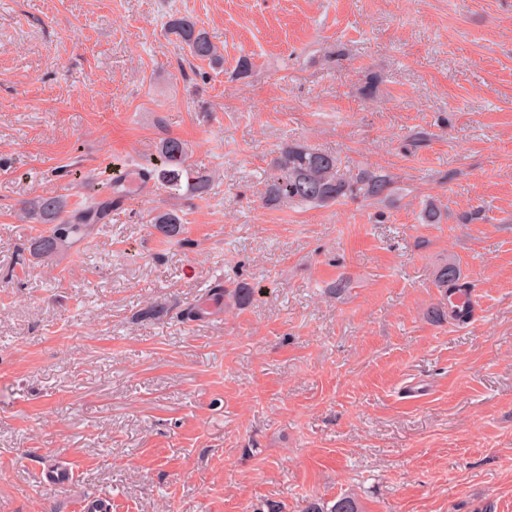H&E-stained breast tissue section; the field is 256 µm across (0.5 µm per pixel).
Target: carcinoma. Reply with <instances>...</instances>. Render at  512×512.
Listing matches in <instances>:
<instances>
[{
	"label": "carcinoma",
	"mask_w": 512,
	"mask_h": 512,
	"mask_svg": "<svg viewBox=\"0 0 512 512\" xmlns=\"http://www.w3.org/2000/svg\"><path fill=\"white\" fill-rule=\"evenodd\" d=\"M167 32L175 36L180 48L188 49L190 56L210 64L221 60L218 48L207 34L198 29L188 17L173 15ZM142 184L153 183L171 195L181 189L199 199L210 191L212 175L200 172L189 163V146L177 137L162 139L156 154L143 160L139 168ZM90 202L79 208H69L66 199L59 196H36L23 203L24 210L36 215L40 223L49 225L48 234L35 247L37 254L50 259L74 243L83 242L92 233V226L104 224L112 211V196L123 194L122 179H111L109 196L100 198L96 178L86 176L82 183ZM393 192L391 177L371 169L353 171L342 166L336 156L315 150L301 142L283 145L271 162L264 183L263 202L272 207L312 205L328 207L342 200L384 201ZM150 223L163 235L175 239L181 234L183 216L175 209L155 208L150 212ZM460 268L454 262H444L435 271L434 285L443 289L445 304L433 308L432 317L439 318L453 312L449 296L458 288ZM302 512H363L359 499L343 495L333 500L309 498Z\"/></svg>",
	"instance_id": "carcinoma-1"
}]
</instances>
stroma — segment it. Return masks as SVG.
<instances>
[{
  "label": "stroma",
  "mask_w": 512,
  "mask_h": 512,
  "mask_svg": "<svg viewBox=\"0 0 512 512\" xmlns=\"http://www.w3.org/2000/svg\"><path fill=\"white\" fill-rule=\"evenodd\" d=\"M173 13L223 66L166 37ZM171 136L206 199L141 187L34 255L47 227L23 200L84 203L72 170L137 169ZM294 140L393 196L263 205ZM155 207L183 212L180 239ZM446 259L473 320L428 314ZM239 284L249 303H214ZM351 493L512 512V0H0V512ZM150 224L170 239H177L181 234V225L184 224L183 216L175 209L155 208L150 212Z\"/></svg>",
  "instance_id": "obj_1"
}]
</instances>
